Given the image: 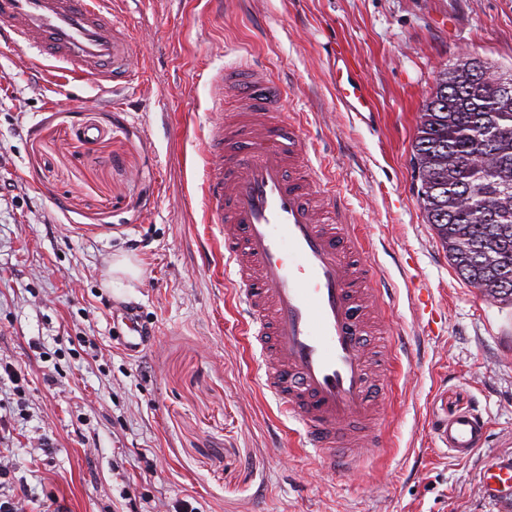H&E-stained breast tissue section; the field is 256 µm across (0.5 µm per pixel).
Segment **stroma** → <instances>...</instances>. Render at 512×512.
<instances>
[{
    "label": "stroma",
    "mask_w": 512,
    "mask_h": 512,
    "mask_svg": "<svg viewBox=\"0 0 512 512\" xmlns=\"http://www.w3.org/2000/svg\"><path fill=\"white\" fill-rule=\"evenodd\" d=\"M134 52L129 88L68 76L0 34V503L25 512H495L479 493L512 456V306L456 273L413 185L418 112L439 71H512V0H103ZM375 100L337 105V47ZM286 90L324 189L384 288L393 338L384 446L353 474L300 447L257 381L258 349L201 196L217 117L208 77L242 52ZM130 257L137 278L112 276ZM149 342L128 354L122 307ZM444 320L421 331L430 309ZM487 423L469 458L434 420Z\"/></svg>",
    "instance_id": "stroma-1"
}]
</instances>
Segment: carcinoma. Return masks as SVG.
Masks as SVG:
<instances>
[{
  "mask_svg": "<svg viewBox=\"0 0 512 512\" xmlns=\"http://www.w3.org/2000/svg\"><path fill=\"white\" fill-rule=\"evenodd\" d=\"M476 57L443 68L411 143L418 204L458 275L512 306V90Z\"/></svg>",
  "mask_w": 512,
  "mask_h": 512,
  "instance_id": "1",
  "label": "carcinoma"
}]
</instances>
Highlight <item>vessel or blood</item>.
<instances>
[{"label": "vessel or blood", "instance_id": "vessel-or-blood-1", "mask_svg": "<svg viewBox=\"0 0 512 512\" xmlns=\"http://www.w3.org/2000/svg\"><path fill=\"white\" fill-rule=\"evenodd\" d=\"M0 29L38 55L65 63L73 77L102 85L129 78L132 47L117 36L100 0H0ZM269 79L260 61L212 78L214 111H223L224 93L231 90L260 120L233 116L209 129L201 192L261 350L262 388L299 424L304 447L346 475L382 445L365 344L369 318L382 305L371 300L373 273L353 259L360 242L349 232L344 205L325 194L299 129L276 119L281 99L268 92ZM333 89L345 111L376 109L341 50ZM435 435L465 458L482 444L485 424L459 412L438 423ZM480 491L512 512V460L488 466Z\"/></svg>", "mask_w": 512, "mask_h": 512}]
</instances>
